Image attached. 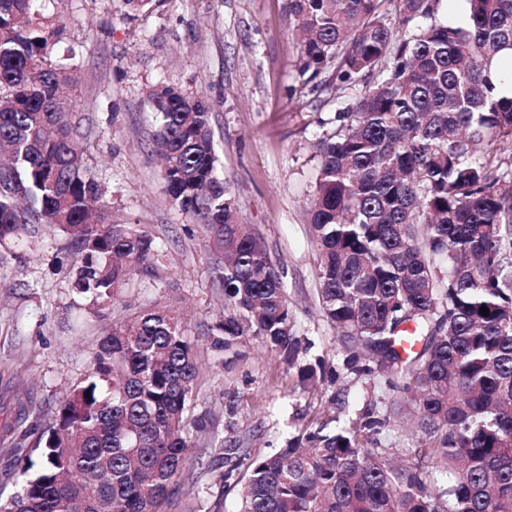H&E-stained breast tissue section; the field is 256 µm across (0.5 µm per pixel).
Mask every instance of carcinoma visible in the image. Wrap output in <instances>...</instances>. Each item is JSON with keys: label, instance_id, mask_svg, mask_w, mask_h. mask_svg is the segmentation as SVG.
<instances>
[{"label": "carcinoma", "instance_id": "cac0c4a2", "mask_svg": "<svg viewBox=\"0 0 512 512\" xmlns=\"http://www.w3.org/2000/svg\"><path fill=\"white\" fill-rule=\"evenodd\" d=\"M438 4L290 0L302 74L315 79L337 57L342 83L378 74L316 144L309 216L320 315L347 368L392 395L383 414L370 407L349 426L316 416L288 447L249 460L242 481L224 471L241 485L239 512H512V97L491 95L512 51V0H462L454 22L418 24ZM62 36L44 0H0V242L56 227L78 259L75 288L116 302L155 276L162 251L102 211L74 81L53 60ZM151 102L166 190L224 257L232 313L213 347L249 333L294 359L282 277L217 173L209 100L161 86ZM323 373L320 361L302 365L297 385L316 388ZM197 375L176 311L135 306L36 447L19 449L26 478L0 512H164L187 460ZM405 411L417 446H367Z\"/></svg>", "mask_w": 512, "mask_h": 512}]
</instances>
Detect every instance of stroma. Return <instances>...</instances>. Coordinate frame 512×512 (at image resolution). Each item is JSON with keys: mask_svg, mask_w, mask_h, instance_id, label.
Wrapping results in <instances>:
<instances>
[{"mask_svg": "<svg viewBox=\"0 0 512 512\" xmlns=\"http://www.w3.org/2000/svg\"><path fill=\"white\" fill-rule=\"evenodd\" d=\"M48 10L64 24L63 46L77 50L68 65L105 210L113 222L155 237L163 259L156 277L135 281L124 301L97 308L74 286L76 258L62 232L44 226L0 245V419L14 415L16 388H27L34 402L31 431L0 433V495L17 490L19 449L33 446L66 392L85 380L113 319L127 315L129 304L153 301L183 308L199 361L191 448L167 512H235L237 491L219 479L220 447L274 453L326 412L332 393L345 398L353 417L389 395L377 377L346 368L336 332L319 314L305 213L316 177L314 144L367 82L341 84L333 63L316 87L299 74L289 0H157L135 17L121 0H50ZM162 83L211 101L220 175L240 221L253 225L283 275L295 334L307 349L299 361L321 359L336 371L317 389L299 390L294 368L259 337L236 338L224 352L212 348L210 330L227 311L215 280L223 257L206 226L168 198L149 101Z\"/></svg>", "mask_w": 512, "mask_h": 512, "instance_id": "obj_1", "label": "stroma"}]
</instances>
